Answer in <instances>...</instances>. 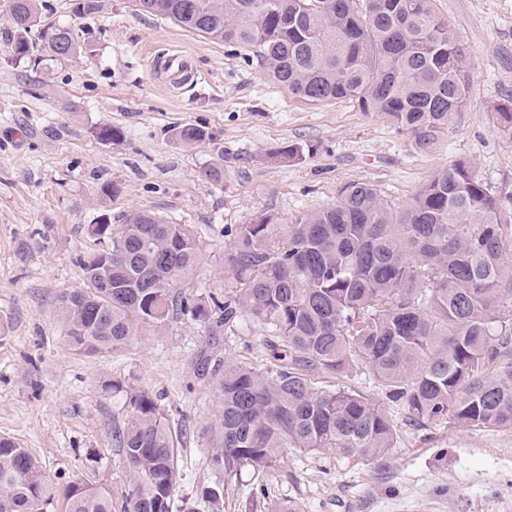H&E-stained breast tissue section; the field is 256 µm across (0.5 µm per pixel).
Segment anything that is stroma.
<instances>
[{"label":"stroma","mask_w":512,"mask_h":512,"mask_svg":"<svg viewBox=\"0 0 512 512\" xmlns=\"http://www.w3.org/2000/svg\"><path fill=\"white\" fill-rule=\"evenodd\" d=\"M39 2L42 21L70 28L96 54L49 57L31 32L29 57L16 59L22 35L0 16V438L41 461L55 512L77 483L105 487L112 512H122L129 476L112 428L127 411L100 383L150 390L180 437L173 512H185L184 500L216 480L206 429L219 404L197 358L263 369L273 352L260 325L229 333L186 320L109 355L72 350L59 298L83 285L77 259L93 246L88 226L136 210L191 225L201 258L190 292L220 296L225 225L321 209L348 182L373 184L402 207L433 168L465 159L512 214V128L497 111L512 101V0H435L470 50V84L467 108L426 155L385 118L350 102L296 100L257 60L137 12L131 0H98L92 14L77 0ZM160 51L183 55L191 79L172 82ZM105 125L117 142L97 138ZM186 125L204 140L183 143ZM290 144L315 152L277 158ZM210 168L218 178L206 177ZM351 385L391 416L396 446L379 461L288 450L267 470L225 482L224 512H275L288 501L300 512H512V428L413 426L369 371Z\"/></svg>","instance_id":"stroma-1"}]
</instances>
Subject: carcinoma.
<instances>
[{"instance_id":"cac0c4a2","label":"carcinoma","mask_w":512,"mask_h":512,"mask_svg":"<svg viewBox=\"0 0 512 512\" xmlns=\"http://www.w3.org/2000/svg\"><path fill=\"white\" fill-rule=\"evenodd\" d=\"M138 11L253 56L305 103L350 100L384 117L418 154L429 153L468 104L469 55L434 0H136ZM8 20L40 27L36 0H5ZM53 57L81 46L43 26ZM472 165L433 170L394 209L378 189L349 182L336 203L281 219L262 213L224 228V295L181 291L200 260L187 224L134 212L94 224L99 246L78 258L83 288L60 296L69 344L110 354L132 337L181 320L263 326L277 364L235 362L211 374L219 411L209 429L211 469L232 479L263 470L286 449H334L379 460L399 429L341 381L365 368L387 398L423 426H512V225ZM339 381L319 390L311 377ZM128 410L112 439L129 473L124 512H172L181 480L177 433L152 392L107 379ZM224 512V485L196 493ZM54 496L29 449L0 438V512H52ZM65 512H112V495L75 484Z\"/></svg>"}]
</instances>
